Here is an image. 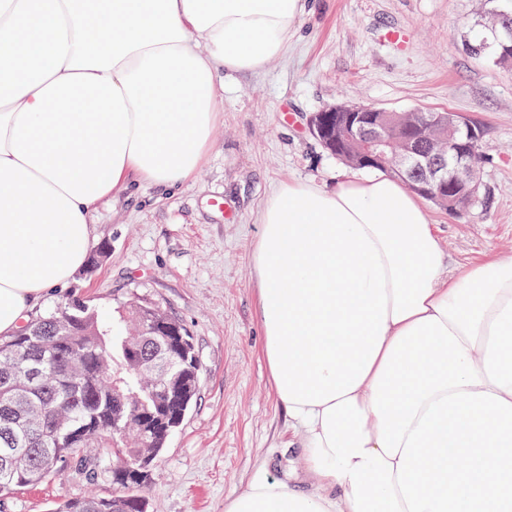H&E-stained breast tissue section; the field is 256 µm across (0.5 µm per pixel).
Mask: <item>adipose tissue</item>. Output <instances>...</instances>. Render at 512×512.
I'll return each mask as SVG.
<instances>
[{
    "mask_svg": "<svg viewBox=\"0 0 512 512\" xmlns=\"http://www.w3.org/2000/svg\"><path fill=\"white\" fill-rule=\"evenodd\" d=\"M307 0H0V335L86 260L130 180L207 155L222 75L257 72ZM253 253L262 349L301 474L225 512H512V256L455 274L386 174L288 182Z\"/></svg>",
    "mask_w": 512,
    "mask_h": 512,
    "instance_id": "ef3b65f1",
    "label": "adipose tissue"
}]
</instances>
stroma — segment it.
<instances>
[{"label":"stroma","instance_id":"35a3bbf8","mask_svg":"<svg viewBox=\"0 0 512 512\" xmlns=\"http://www.w3.org/2000/svg\"><path fill=\"white\" fill-rule=\"evenodd\" d=\"M489 0H308L285 51L263 70L224 76V110L194 180L166 191L135 183L91 214L94 268L35 305L69 298L109 316L137 297L193 336L203 373L196 400L149 473V512H224L259 465L277 474L292 434L261 349L252 255L266 199L285 182L324 189L355 167L326 151L309 119L338 104L449 111L480 124L486 148L475 203L425 209L450 267L512 255V64L465 41ZM404 33L397 45L385 34ZM90 486L77 471L14 494L10 512H53Z\"/></svg>","mask_w":512,"mask_h":512}]
</instances>
